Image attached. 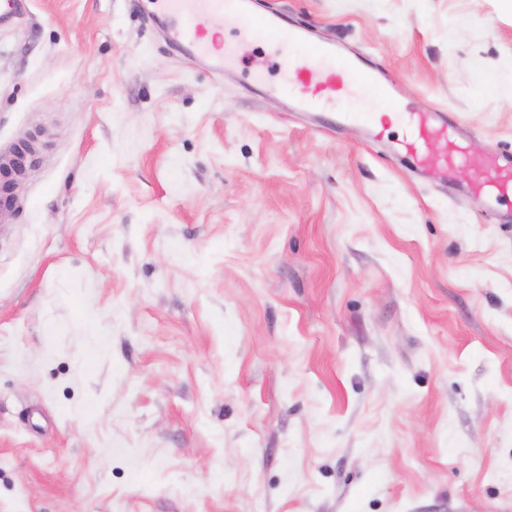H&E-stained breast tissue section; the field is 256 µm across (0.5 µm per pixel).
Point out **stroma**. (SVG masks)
Segmentation results:
<instances>
[{"label": "stroma", "mask_w": 512, "mask_h": 512, "mask_svg": "<svg viewBox=\"0 0 512 512\" xmlns=\"http://www.w3.org/2000/svg\"><path fill=\"white\" fill-rule=\"evenodd\" d=\"M256 5L512 143L500 0ZM283 55L215 81L135 0L0 26V512H512V204L315 131L250 81Z\"/></svg>", "instance_id": "obj_1"}]
</instances>
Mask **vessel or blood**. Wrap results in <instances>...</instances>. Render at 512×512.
I'll return each mask as SVG.
<instances>
[{"label":"vessel or blood","mask_w":512,"mask_h":512,"mask_svg":"<svg viewBox=\"0 0 512 512\" xmlns=\"http://www.w3.org/2000/svg\"><path fill=\"white\" fill-rule=\"evenodd\" d=\"M149 15L161 25L175 52L192 65H204L214 79H223L226 71L236 68L238 52L225 47L215 50L208 40L209 31L224 27L239 30L242 38L259 35L274 37L279 45L289 47L283 57L279 79L272 90L290 99L303 112H319L336 97L350 98L361 93H380L405 127L402 139L388 147L390 155L411 159L415 168L433 181L445 183L463 168L476 176L475 189L490 201L512 196V146L495 148L476 158L463 143L464 136L447 113L414 112L407 103L394 96L391 77L359 67L358 63L336 55L334 43H310L306 31L284 24L279 13L262 16L251 13L250 0H147ZM341 120L363 126L369 141L384 138L385 116L375 112L349 109Z\"/></svg>","instance_id":"vessel-or-blood-1"}]
</instances>
